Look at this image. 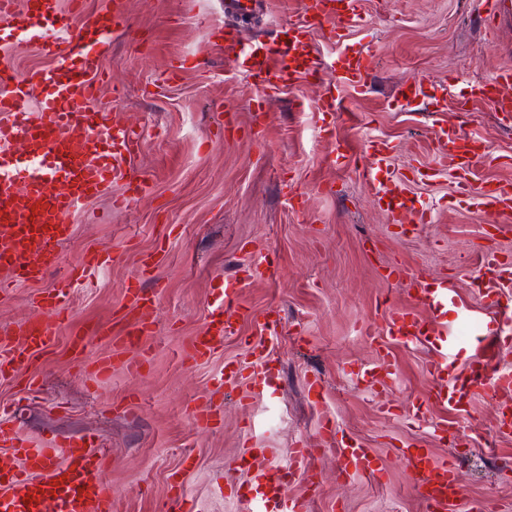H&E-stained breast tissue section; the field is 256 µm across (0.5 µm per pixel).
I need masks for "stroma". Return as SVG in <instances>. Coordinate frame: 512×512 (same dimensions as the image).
Listing matches in <instances>:
<instances>
[{"instance_id":"35a3bbf8","label":"stroma","mask_w":512,"mask_h":512,"mask_svg":"<svg viewBox=\"0 0 512 512\" xmlns=\"http://www.w3.org/2000/svg\"><path fill=\"white\" fill-rule=\"evenodd\" d=\"M301 15V0H264L245 18L225 15L224 0H130L127 24L101 50L96 106L141 132L131 166L147 191L131 200L116 183L90 198L71 219L58 266L43 281L0 295L1 348L16 342L19 324L40 315L42 298L84 254L106 249L117 256L75 283L70 313L50 344L16 377L0 379V407L7 409L0 421L36 447L89 437L108 448L119 512H163L175 479L197 512H242L233 490L249 477L233 459L250 446L286 455L325 424L378 456L384 477L337 479L336 456L324 453L314 482L298 477L285 491L311 494L310 512H428L402 455L408 446L454 461L470 500L512 512V437L485 447L495 423L487 397L476 396L465 412L433 405L420 422L407 414V404L432 388L427 342L393 344L396 372L380 390L354 386L347 375L350 364L379 361L361 333L365 324L379 321L388 305L417 308L414 293L385 279L387 266L451 280L449 330L464 318L496 320L472 294L467 274L487 249L512 252V223L490 230L487 215L463 202L453 175L438 168L432 131L454 124L483 143L491 161L474 169V182L512 180V122L474 90L495 69L512 68V16L488 21L480 0H362L364 21L343 42L324 29L312 33L325 64L318 77L258 96L244 70L226 63L224 29L270 39L282 21ZM359 49L376 55L377 72L365 93L338 86L340 108L326 118L334 137L321 138L316 99L338 57ZM173 59L180 68L172 75ZM417 76L434 86L427 99L406 102L399 88ZM373 140L391 143V169L428 211L418 235H398L362 183ZM286 183L298 192L294 202L283 197ZM258 250L275 261L278 276L242 288L250 316L240 334L207 359H183L185 342L203 332L214 302L212 277ZM135 280L157 293L147 362L140 376L118 365L91 383L81 369L111 354L113 337L127 325L126 289ZM272 308L281 324L269 336L262 323ZM98 322L108 323L109 335L73 344ZM260 341L277 373L274 390L254 396L240 386L245 406L212 394L225 363L246 365ZM32 376L39 391L26 386ZM316 377L322 389L314 393L308 382ZM206 394L222 421L198 430L189 410ZM382 398L390 414L378 412ZM444 426L450 436H442Z\"/></svg>"}]
</instances>
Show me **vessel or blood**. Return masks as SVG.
<instances>
[{"label": "vessel or blood", "mask_w": 512, "mask_h": 512, "mask_svg": "<svg viewBox=\"0 0 512 512\" xmlns=\"http://www.w3.org/2000/svg\"><path fill=\"white\" fill-rule=\"evenodd\" d=\"M305 20L281 25L267 41L241 43L238 34L226 35L224 48L234 60L243 62L258 92L275 85L294 82L299 76L322 70L320 59L310 47L312 28H327L336 41H343L362 21L360 0H303ZM81 9L80 0H71L70 10L58 0H0V44L17 39L37 42L44 55L54 61L50 67H34L23 72L0 69V291L17 281H39L57 266L58 246L72 233L70 216L89 197L105 194L112 183L125 182L137 193L144 184L130 164L139 134L120 126L95 106L101 72L100 45L126 17L125 0H112L110 11L74 29L71 18ZM377 67L375 56L355 52L345 57L336 70V80L365 90ZM512 70L495 72L489 86L495 89L497 111L512 115ZM437 159L443 169L455 175L458 192L484 211L491 223L512 220V182L496 185L474 184L470 174L486 163L488 153L451 126L433 132ZM372 160L362 172L365 189L377 199L387 223L414 232L427 223L425 209L417 207L406 194L402 180L389 169L390 146L372 142ZM23 157H16V150ZM276 268L267 256L240 267L237 276H217V297L207 315L203 333L189 338L184 355L199 360L223 345L226 337L237 335L240 314L238 298L249 282L273 279ZM391 276L415 293L426 306L429 318L422 319L407 308H390L380 325H368L367 338L383 357L380 367L351 370L352 380L369 386L382 374L393 373L396 365L384 350L388 341L408 344L427 339L435 356L428 366L433 380L430 396L415 399L408 411L422 418L433 403L463 410L475 395L489 397L498 407L497 432L512 434V370L498 359L512 336V256L488 252L470 275L471 285L489 299L499 318L496 328H483L482 345L457 368L448 354L459 341L448 334L447 280L425 281L412 268L395 267ZM72 279L60 281L42 306L43 316L22 325L20 344L0 348V378L16 372L33 349L54 335L57 320L69 309ZM154 296L144 288L131 292L130 310L136 311L138 334H148L147 317ZM246 367H235L221 378L226 391H235L240 382L254 388L268 386L272 378L265 343L254 345ZM195 429L212 428L217 413L211 396L196 400L190 410ZM334 447L340 466L337 478L350 473L382 475L376 457L361 442L338 436L331 428H321L319 436L295 443L287 458L274 449L254 454L245 449L234 460L237 469L250 475L252 488L240 499L245 512H306L304 497H285L284 486L298 476L314 478L319 445ZM0 447L18 448L24 454L21 469L0 479V512H115L112 486L106 477L109 451L78 438L47 448H33L9 429L0 427ZM412 471L413 487L426 502L429 512H449L455 503L466 500V490L454 463H438L420 448L404 449ZM470 512L481 506L467 502Z\"/></svg>", "instance_id": "obj_1"}]
</instances>
